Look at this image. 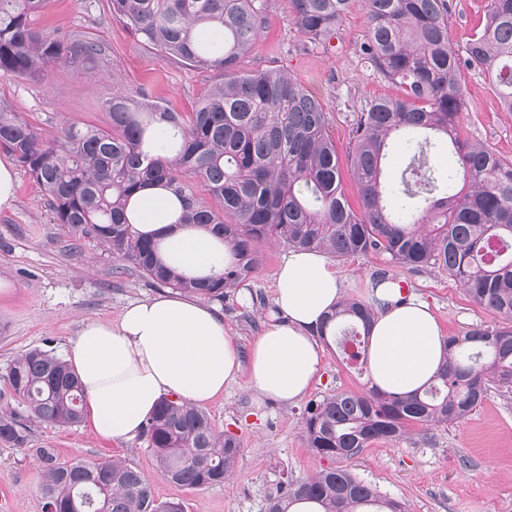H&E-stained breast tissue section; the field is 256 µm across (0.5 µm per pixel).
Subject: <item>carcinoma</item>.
Returning a JSON list of instances; mask_svg holds the SVG:
<instances>
[{"label": "carcinoma", "mask_w": 512, "mask_h": 512, "mask_svg": "<svg viewBox=\"0 0 512 512\" xmlns=\"http://www.w3.org/2000/svg\"><path fill=\"white\" fill-rule=\"evenodd\" d=\"M50 0H0V77L41 83L51 68L105 49L78 32L37 25ZM112 16L161 51L194 66L224 71V82L192 112H172L145 93L119 87L103 106L104 126L66 122L44 138L15 112L0 108V148L39 187L55 223L76 240L104 248L153 283L222 302L265 262L259 245L321 250L337 260L386 254L394 267L433 268L456 280L479 306L512 321V162L481 143L460 140L461 66L477 69L512 112V0H490L483 28L462 47L448 29L447 0H365L368 34L361 45L370 69L398 88L353 116L348 162L358 207L344 193L331 116L298 80L238 67L261 35L267 0H111ZM352 0H289L302 33L332 37ZM407 147L400 181H385L392 146ZM201 181L218 204H201L188 181ZM147 186L174 193L179 223L224 238L229 256L218 276L179 274L156 244L135 232L129 201ZM423 203L422 216L415 213ZM434 219L427 220L428 213ZM383 302L346 298L326 323L350 359L368 366L370 325ZM448 361L411 396L339 391L306 408L307 446L341 465L291 482L268 512L311 501L319 512H403L342 462L378 439L417 426L459 422L490 388L512 392V327H474L446 337ZM3 379L13 402L0 406V442L28 445L33 423L77 426L84 391L61 357L40 349L17 356ZM148 447L176 485L202 489L230 476L240 440L218 430L203 409L161 401L147 419ZM49 512H183L158 502L147 477L120 459L59 463L36 449Z\"/></svg>", "instance_id": "cac0c4a2"}]
</instances>
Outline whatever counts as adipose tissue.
Wrapping results in <instances>:
<instances>
[{
	"instance_id": "adipose-tissue-1",
	"label": "adipose tissue",
	"mask_w": 512,
	"mask_h": 512,
	"mask_svg": "<svg viewBox=\"0 0 512 512\" xmlns=\"http://www.w3.org/2000/svg\"><path fill=\"white\" fill-rule=\"evenodd\" d=\"M132 225L155 239L168 266L209 276L224 267V245L209 232L180 223L178 200L150 187L130 203ZM342 280L326 254L289 251L277 273L275 304L286 320L271 324L241 353L213 306L161 293L129 303L118 321L87 320L67 359L85 391L96 434L133 439L164 398L202 405L246 377L256 399L292 404L319 377L317 332L341 297ZM378 311L370 331L369 386L408 395L444 364V332L429 305L414 296Z\"/></svg>"
}]
</instances>
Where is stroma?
<instances>
[{
  "instance_id": "35a3bbf8",
  "label": "stroma",
  "mask_w": 512,
  "mask_h": 512,
  "mask_svg": "<svg viewBox=\"0 0 512 512\" xmlns=\"http://www.w3.org/2000/svg\"><path fill=\"white\" fill-rule=\"evenodd\" d=\"M364 0H353L335 35L313 43L304 36L288 0L268 8L262 35L240 67L254 72L277 69L296 77L332 116L331 134L346 150L351 121L365 101L396 95L394 86L367 68L360 46L366 39ZM490 0H448V28L465 44L482 28ZM40 26L78 30L100 42L102 58L57 64L46 82L27 83L0 77V106H6L45 138L62 123L103 124L101 103L113 84L143 90L175 112H189L212 86L224 80L219 69L198 68L153 48L111 15L110 0H51ZM465 108L462 139L493 149L512 161V112L503 111L488 80L478 70L462 69ZM13 200L0 208V278L16 290L0 298V371L18 355L41 349L64 355L82 324L91 318L117 320L134 300L161 293L142 277L89 241L69 237L55 224L32 178L17 170ZM265 264L247 286L232 292L217 310L241 351L279 318L274 304L277 269L287 246L265 250ZM343 294L370 300L375 271L391 269L409 294L426 300L445 335L476 326H495L499 317L474 303L463 288L434 269L391 267L387 255L373 253L337 262ZM320 376L307 400L280 405L255 400L246 378L205 404L217 429L236 434L242 452L223 484L188 489L162 473L144 436L106 441L90 421L62 427L35 424L27 447L0 444V512H45L43 474L36 449H55L60 461L126 460L150 480L156 499L182 503L184 512H266L270 498L291 481H302L327 468L326 459L307 446L303 418L308 400L341 390H368L360 374L332 345H322ZM348 467L382 497L401 502L407 512H512V396L490 391L464 420L403 437L379 439L349 460Z\"/></svg>"
}]
</instances>
